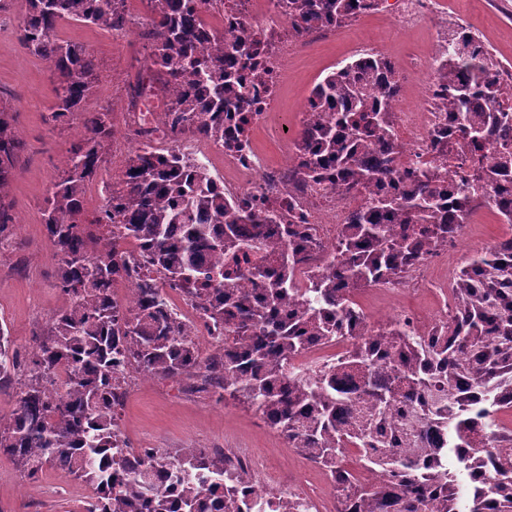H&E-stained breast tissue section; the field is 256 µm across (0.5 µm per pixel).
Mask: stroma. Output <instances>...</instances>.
Segmentation results:
<instances>
[{"label":"stroma","mask_w":512,"mask_h":512,"mask_svg":"<svg viewBox=\"0 0 512 512\" xmlns=\"http://www.w3.org/2000/svg\"><path fill=\"white\" fill-rule=\"evenodd\" d=\"M24 0H8L0 10V96L11 100L14 126L24 143L21 166L10 187L16 218L12 250L0 258V324L10 346L27 356L44 340L50 318L66 305L53 285L56 261L43 232V200L51 178L62 166L71 132L47 121L55 80L48 68L26 55L18 41L15 17ZM451 12L469 17L494 52L512 64V0H448ZM60 39L85 46L96 56L103 77L88 103L91 112H120L122 80L129 72L135 40L89 26L64 23ZM366 44L389 57L404 47L390 20L382 15L348 22L334 42L312 47L288 67L282 108L299 112L303 100L323 77L342 66ZM121 431L134 448H251L269 466L298 469L302 458L289 452L284 436L261 426L252 409L233 399L191 394L178 380L151 375L133 387L121 412ZM92 493L85 483L45 469L34 483L22 478L14 461L0 456V512H83Z\"/></svg>","instance_id":"obj_1"}]
</instances>
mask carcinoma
<instances>
[{
	"instance_id": "cac0c4a2",
	"label": "carcinoma",
	"mask_w": 512,
	"mask_h": 512,
	"mask_svg": "<svg viewBox=\"0 0 512 512\" xmlns=\"http://www.w3.org/2000/svg\"><path fill=\"white\" fill-rule=\"evenodd\" d=\"M154 47L149 60L165 65L181 92L166 111L173 128L192 125L203 135L224 134V102L242 99L233 72L214 66L220 38L209 40L197 24L198 4L209 0H146ZM18 39L26 52L48 56L58 77L49 108L53 126L70 127L84 111L101 77L85 47L60 40L62 21L106 32L124 30L125 0H25ZM297 32L342 27L372 7L368 0H278ZM448 111L458 147L469 154L466 176L449 190L422 172L398 193L388 184L396 144L385 121L395 86L388 64L357 58L327 74L311 97L336 118L320 115L303 125L298 141L309 152L305 172L318 178L329 166L352 186L373 189L341 233L329 271L309 294L293 287L304 262L306 229L288 224L268 231L247 208L212 193L207 171L173 152L156 156L135 149L123 181L120 205L107 204L83 219L86 187L98 177L112 138V116L95 112L75 138L64 166L44 199V227L56 250L55 287L67 305L48 324L45 341L24 361L10 348L0 325V390L16 389L11 414L0 416V454L15 461L31 482L49 466L92 486L85 512H225L224 454L206 448L158 449L151 457L125 453L117 423L126 393L112 381L126 363L160 379H189L203 366L204 379L220 398L239 400L267 417L286 439H302L312 457L339 460L350 447L386 474L361 483L350 473L342 485L341 512H512V461L493 467L463 501L448 475L454 458L468 474L484 465L471 455L473 435L485 427L490 445L512 443L502 415L512 411V250L465 262L455 283L444 335L421 338L396 318L354 337L349 357L309 381H285L280 361L304 354L312 338L343 336L356 319L352 292L397 279L432 245L460 234L472 212L471 192L483 179L482 153L496 145V171L512 173V119L489 108L503 95L484 56L468 42L448 38ZM22 142L12 108L0 98V236L14 223L10 185ZM116 224L123 238L149 251L140 266L121 263L117 241L90 254L95 243L79 226ZM292 246L285 248L282 237ZM261 259L242 274L238 256ZM162 268L174 286L191 287L203 314L228 342L225 352L196 362L188 329L170 315L153 287L150 267ZM139 280L136 310L112 301V281ZM247 277L253 286L239 285ZM408 405L419 433L394 423V409Z\"/></svg>"
}]
</instances>
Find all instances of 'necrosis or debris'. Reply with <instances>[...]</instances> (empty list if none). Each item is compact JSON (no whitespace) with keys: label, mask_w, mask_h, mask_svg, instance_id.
Masks as SVG:
<instances>
[{"label":"necrosis or debris","mask_w":512,"mask_h":512,"mask_svg":"<svg viewBox=\"0 0 512 512\" xmlns=\"http://www.w3.org/2000/svg\"><path fill=\"white\" fill-rule=\"evenodd\" d=\"M377 12L387 14L393 26L408 34L426 24L438 27L441 46L447 45V31L473 34L471 45L482 52L486 42L474 35L465 21L449 17L445 0H377ZM204 29H217L224 36V58L235 59L237 50L250 46L257 52L260 69L238 68L237 74L249 93L245 103L234 102L224 115L222 137L186 136L170 130L171 118L161 106L176 92L177 84L169 69L143 64L127 87V100L119 126L115 152L126 148L150 146L158 154L172 151L191 155L203 167L222 162L221 173L212 177V190L225 199L238 202L260 216L275 215L280 224H304L314 243L306 264L293 272L296 288L310 286L312 275L328 269L347 215L362 208L368 191L347 188L335 171H327L320 182L305 178L303 151L295 141L281 138L276 151L258 141V133H272L287 121L278 102L288 77V63L314 45L331 41L336 28H311L297 33L282 13L277 0H224L220 12L198 14ZM439 51L421 57L409 50L390 59L388 75L397 92L391 103V134L398 144L394 161V183L403 187L418 168H432L442 185L456 184L462 173L460 153L449 145L448 128L452 122L446 107L448 86L440 75ZM423 81L421 100L407 104L405 93L416 81ZM464 246L455 237L439 242L431 254L413 264L401 278L387 285L396 296L431 293L438 304L433 315L409 316L416 333L430 334L439 322L447 320L451 308L454 277L464 261ZM349 347L346 339L329 348L312 346L304 355L289 359L284 376L309 379L318 370L342 358ZM226 466L241 489L257 507V512H286L283 503H291L288 512H336L340 490L335 470L322 471L319 487L310 488L302 475L288 470L266 468L249 448H228Z\"/></svg>","instance_id":"necrosis-or-debris-1"}]
</instances>
